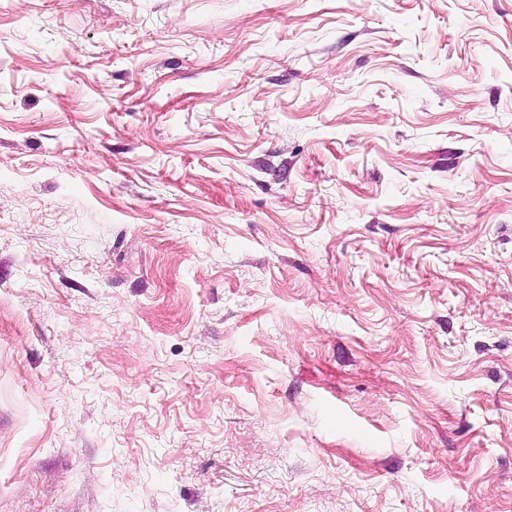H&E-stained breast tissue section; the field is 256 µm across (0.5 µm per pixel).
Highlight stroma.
Returning a JSON list of instances; mask_svg holds the SVG:
<instances>
[{
  "mask_svg": "<svg viewBox=\"0 0 512 512\" xmlns=\"http://www.w3.org/2000/svg\"><path fill=\"white\" fill-rule=\"evenodd\" d=\"M0 512H512V0H0Z\"/></svg>",
  "mask_w": 512,
  "mask_h": 512,
  "instance_id": "stroma-1",
  "label": "stroma"
}]
</instances>
